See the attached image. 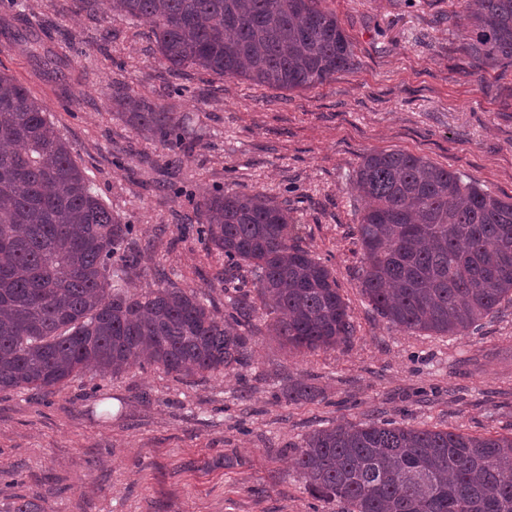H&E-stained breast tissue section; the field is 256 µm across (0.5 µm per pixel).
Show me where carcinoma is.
Masks as SVG:
<instances>
[{"label":"carcinoma","mask_w":512,"mask_h":512,"mask_svg":"<svg viewBox=\"0 0 512 512\" xmlns=\"http://www.w3.org/2000/svg\"><path fill=\"white\" fill-rule=\"evenodd\" d=\"M152 25L160 61L286 89L312 88L354 64V48L321 0H112ZM458 60L481 79L512 67V0H476L448 15ZM172 153L190 118L146 100L124 113ZM43 104L0 71V392L46 395L94 372L154 366L178 378L248 364L258 320L293 353L350 342L353 324L328 265L295 243L288 208L261 193L217 191L196 203V232L227 268L219 317L196 294L160 286L129 294L138 259L124 224L88 188ZM361 291L404 331L458 336L512 301V196L404 152L373 151L355 174ZM294 382L287 403L314 398ZM512 435L341 423L295 449L305 486L346 512H512Z\"/></svg>","instance_id":"cac0c4a2"}]
</instances>
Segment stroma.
I'll return each mask as SVG.
<instances>
[{"mask_svg":"<svg viewBox=\"0 0 512 512\" xmlns=\"http://www.w3.org/2000/svg\"><path fill=\"white\" fill-rule=\"evenodd\" d=\"M461 0H324L355 44L352 67L309 89L170 73L151 26L74 10V0H0L45 47L56 74L0 38V70L46 107L93 192L133 225L134 292L164 282L224 312V258L184 224L217 190L287 203L294 238L333 272L355 326L351 343L293 354L259 335L246 367L182 381L156 368L83 378L45 398L0 393V504L46 512H344L305 489L291 464L314 430L395 420L471 434H512V302L461 336L390 327L360 288L353 186L363 155L404 151L512 196V69L477 80L453 58L448 15ZM192 116L178 164L121 117L128 98ZM312 401L286 404L291 382Z\"/></svg>","mask_w":512,"mask_h":512,"instance_id":"35a3bbf8","label":"stroma"}]
</instances>
